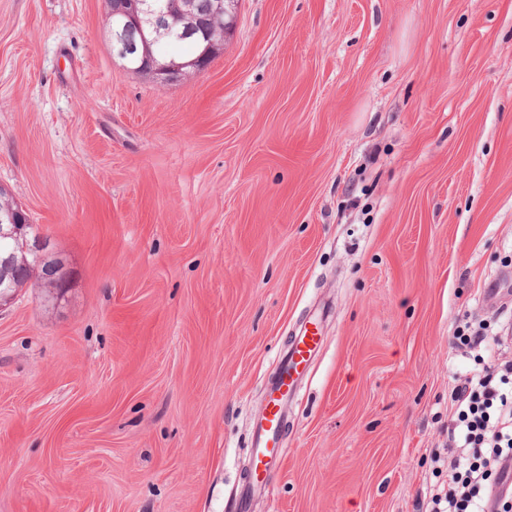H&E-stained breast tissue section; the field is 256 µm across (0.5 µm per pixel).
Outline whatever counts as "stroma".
I'll use <instances>...</instances> for the list:
<instances>
[{
    "mask_svg": "<svg viewBox=\"0 0 512 512\" xmlns=\"http://www.w3.org/2000/svg\"><path fill=\"white\" fill-rule=\"evenodd\" d=\"M106 11L0 0V188L71 273L0 310V512H231L306 327L251 512H416L457 325L512 321V0H239L169 86ZM321 347L322 339L316 332L308 328L301 331L289 344L281 368L269 382L268 412L253 430V480L238 500L239 509L248 506L250 495L255 488L263 487L258 478L260 472L267 473L284 461L287 448L280 445L279 420L287 409L288 401L298 393L303 370Z\"/></svg>",
    "mask_w": 512,
    "mask_h": 512,
    "instance_id": "1",
    "label": "stroma"
}]
</instances>
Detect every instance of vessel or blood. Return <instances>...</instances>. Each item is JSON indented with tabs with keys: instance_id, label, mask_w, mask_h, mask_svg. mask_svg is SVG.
Returning a JSON list of instances; mask_svg holds the SVG:
<instances>
[{
	"instance_id": "b4317fda",
	"label": "vessel or blood",
	"mask_w": 512,
	"mask_h": 512,
	"mask_svg": "<svg viewBox=\"0 0 512 512\" xmlns=\"http://www.w3.org/2000/svg\"><path fill=\"white\" fill-rule=\"evenodd\" d=\"M321 347V337L307 329L291 341L281 368L269 383L268 412L253 430L254 472H268L284 461L286 450L279 440V420L289 400L298 393L302 368L310 364Z\"/></svg>"
}]
</instances>
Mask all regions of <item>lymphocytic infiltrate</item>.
<instances>
[{"label":"lymphocytic infiltrate","instance_id":"lymphocytic-infiltrate-1","mask_svg":"<svg viewBox=\"0 0 512 512\" xmlns=\"http://www.w3.org/2000/svg\"><path fill=\"white\" fill-rule=\"evenodd\" d=\"M448 445L455 457L436 453L448 471V485L430 489L424 512H489L495 483L512 463V360L467 374L454 386Z\"/></svg>","mask_w":512,"mask_h":512}]
</instances>
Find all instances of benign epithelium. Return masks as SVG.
<instances>
[{"label": "benign epithelium", "instance_id": "obj_1", "mask_svg": "<svg viewBox=\"0 0 512 512\" xmlns=\"http://www.w3.org/2000/svg\"><path fill=\"white\" fill-rule=\"evenodd\" d=\"M237 0H209L206 23L196 25L192 0H120L112 10L109 28L112 53L133 64L132 72L150 75L166 86L205 69L224 43V32L233 21ZM187 31H199L205 46L194 59L177 61L156 52L163 36H170L178 23ZM28 212L16 202L0 198V240L7 248L0 251V279L37 281L63 290L66 276L61 264L46 255L47 239L32 233Z\"/></svg>", "mask_w": 512, "mask_h": 512}]
</instances>
